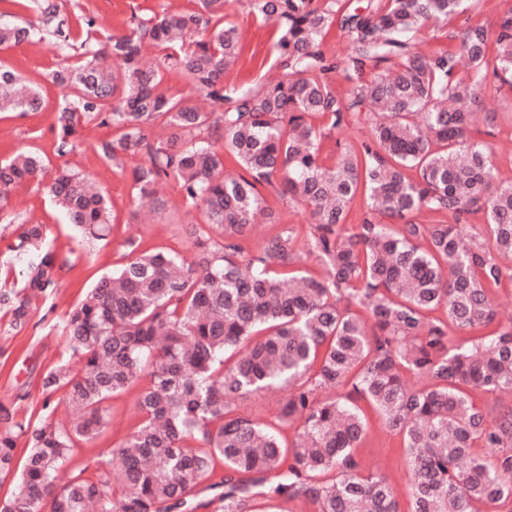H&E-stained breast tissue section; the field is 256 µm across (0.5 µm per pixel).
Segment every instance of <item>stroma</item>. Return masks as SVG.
Returning a JSON list of instances; mask_svg holds the SVG:
<instances>
[{
  "label": "stroma",
  "instance_id": "obj_1",
  "mask_svg": "<svg viewBox=\"0 0 512 512\" xmlns=\"http://www.w3.org/2000/svg\"><path fill=\"white\" fill-rule=\"evenodd\" d=\"M59 14L46 18L42 0H26L24 6L0 0V25L30 24L45 30L44 39H32L15 46L0 49V61L15 70L24 79L38 85L44 108L39 112L21 115L0 112V159L15 149L41 154L48 173L70 168L98 182L114 204L117 215L107 244L95 247L75 239L65 224L62 214L53 205L44 187L34 183L20 184L6 204L0 205V282L15 286L16 275L23 260L11 256L10 245L16 239L22 224H42L49 237L55 238L62 269L51 299L39 303L33 324L15 330L9 325L10 316L0 309V404L7 406L41 405L42 378L52 367L65 363L70 357L65 341L51 332L53 322L65 317L80 302L87 290L104 273L120 265L128 251L126 239L134 235L143 247L186 250L184 231L187 222L201 220V213H185L177 199H170L169 208L161 214L135 212L130 203V182L127 176L112 172L94 147L112 139V129L85 123L81 143L65 156L55 152L53 126L58 103L63 92L47 78L50 71L66 65V55L57 47V27H74L78 16H94L105 30L123 29L132 7L154 12L194 8L195 0H58ZM224 12L240 33L237 62L227 77L230 86L247 90L277 78L276 40L273 27L256 19L249 0H227ZM268 205L280 216L279 223L257 224L248 240L250 248H257L264 238L280 233L282 229L306 228L312 222L310 212L281 204L275 196H268ZM133 393L112 398L111 423L95 440L80 444L69 461L70 466L86 468L88 476L112 464L111 448L120 442L134 426ZM288 398L287 389L261 392L248 397L233 398L236 413L264 422L275 423L285 442H292L296 433L294 424L281 421L280 412ZM366 433L354 456L364 474L384 476L396 492L400 505L410 499L409 472L405 454L398 436L387 430L375 412H368Z\"/></svg>",
  "mask_w": 512,
  "mask_h": 512
}]
</instances>
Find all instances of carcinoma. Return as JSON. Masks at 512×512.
I'll use <instances>...</instances> for the list:
<instances>
[{"instance_id": "1", "label": "carcinoma", "mask_w": 512, "mask_h": 512, "mask_svg": "<svg viewBox=\"0 0 512 512\" xmlns=\"http://www.w3.org/2000/svg\"><path fill=\"white\" fill-rule=\"evenodd\" d=\"M336 2L251 0L279 31L282 75L243 92L224 85L240 40L224 0L144 15L124 34L78 18L86 61L49 73L70 90L57 154L76 148L81 123L111 126L118 135L95 150L129 174L132 196L162 213L169 185L203 219L185 228L186 254L127 239L126 262L53 325L79 369L49 370L42 404L20 418L0 405V476L14 472L19 438L28 448L0 512H197L198 487L219 464L223 512L301 498L315 512H400L386 478L362 475L353 456L367 428L362 400L401 437L409 512L512 506V406L492 418L472 396L512 394V323H496L493 300L512 283V181L493 162L496 115L477 113L485 89L512 87V8L493 39L482 25L455 27L448 45L422 52L410 34L478 0ZM335 26L351 36L339 61L321 50ZM34 35L0 25V46ZM170 72L187 93H167ZM338 72L350 83L343 97ZM42 107L39 88L0 64V112ZM364 118L368 134L342 138ZM44 176L40 155L15 151L0 162V203ZM263 188L314 222L252 252L253 224L280 223ZM47 192L75 233L107 240L113 205L91 181L61 168ZM477 214L484 223H469ZM20 229L11 250L32 258L21 289L0 293L15 328L31 299L52 296L59 269L46 228ZM300 262L319 274L286 271ZM450 328L473 339L454 345ZM409 375L426 385L409 387ZM143 378L136 425L111 449L116 466L94 478L66 469L110 424L109 401ZM273 385L289 388L281 419L301 422L291 447L229 402ZM59 391L78 414L69 423L54 418Z\"/></svg>"}]
</instances>
